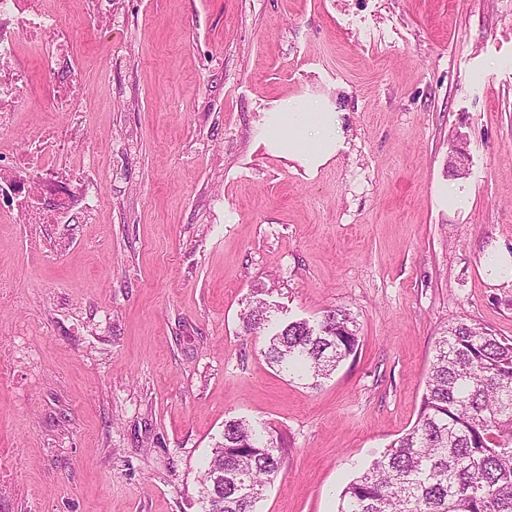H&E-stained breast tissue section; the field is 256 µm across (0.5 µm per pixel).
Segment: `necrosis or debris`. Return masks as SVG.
<instances>
[{
    "label": "necrosis or debris",
    "mask_w": 512,
    "mask_h": 512,
    "mask_svg": "<svg viewBox=\"0 0 512 512\" xmlns=\"http://www.w3.org/2000/svg\"><path fill=\"white\" fill-rule=\"evenodd\" d=\"M77 30L58 0H0V127L16 120L17 106L40 75L48 90L43 106L71 118V131L45 123L23 147L0 146V221L10 224H64L70 219L74 184H82L88 203L98 192L87 168H72L62 159L71 152L73 128L86 118L82 109L84 65L74 55ZM38 60L39 73L29 62Z\"/></svg>",
    "instance_id": "necrosis-or-debris-1"
}]
</instances>
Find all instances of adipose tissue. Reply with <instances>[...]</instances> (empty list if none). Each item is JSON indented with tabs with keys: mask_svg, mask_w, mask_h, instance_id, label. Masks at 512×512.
Wrapping results in <instances>:
<instances>
[{
	"mask_svg": "<svg viewBox=\"0 0 512 512\" xmlns=\"http://www.w3.org/2000/svg\"><path fill=\"white\" fill-rule=\"evenodd\" d=\"M267 135L311 173L346 147L343 115L322 99L289 100L270 114Z\"/></svg>",
	"mask_w": 512,
	"mask_h": 512,
	"instance_id": "obj_1",
	"label": "adipose tissue"
}]
</instances>
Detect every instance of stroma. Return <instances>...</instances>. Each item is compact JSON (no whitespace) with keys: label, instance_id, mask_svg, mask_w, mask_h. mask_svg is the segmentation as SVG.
<instances>
[{"label":"stroma","instance_id":"obj_1","mask_svg":"<svg viewBox=\"0 0 512 512\" xmlns=\"http://www.w3.org/2000/svg\"><path fill=\"white\" fill-rule=\"evenodd\" d=\"M77 35L100 201L65 224H1L0 336L27 365L0 389V512H202L224 423L288 457L257 512H336L418 415L435 343L512 340V0H112ZM28 90L0 140L43 126ZM295 96L344 111L316 173L264 136ZM455 183L466 199L448 206ZM336 306L355 356L319 386L244 335Z\"/></svg>","mask_w":512,"mask_h":512}]
</instances>
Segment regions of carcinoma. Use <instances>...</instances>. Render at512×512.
Wrapping results in <instances>:
<instances>
[{
  "mask_svg": "<svg viewBox=\"0 0 512 512\" xmlns=\"http://www.w3.org/2000/svg\"><path fill=\"white\" fill-rule=\"evenodd\" d=\"M271 313L252 301L242 327L289 376L316 384L359 346L346 308L275 326ZM287 453L249 420L225 422L203 470L204 512H256ZM337 512H512V340L466 322L445 329L416 421L347 484Z\"/></svg>",
  "mask_w": 512,
  "mask_h": 512,
  "instance_id": "cac0c4a2",
  "label": "carcinoma"
}]
</instances>
